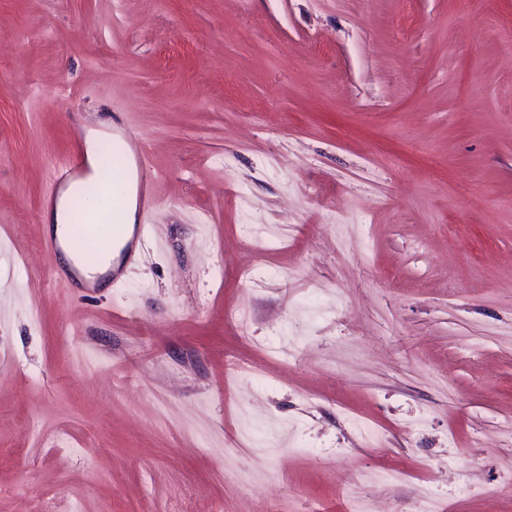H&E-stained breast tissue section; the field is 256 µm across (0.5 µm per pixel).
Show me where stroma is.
I'll use <instances>...</instances> for the list:
<instances>
[{"mask_svg":"<svg viewBox=\"0 0 512 512\" xmlns=\"http://www.w3.org/2000/svg\"><path fill=\"white\" fill-rule=\"evenodd\" d=\"M510 30L512 0H0V512H512ZM103 122L158 183L82 288L42 215ZM84 165L83 153L77 147H73L70 156L53 167L55 184L59 188L64 186L71 176L79 174Z\"/></svg>","mask_w":512,"mask_h":512,"instance_id":"35a3bbf8","label":"stroma"}]
</instances>
